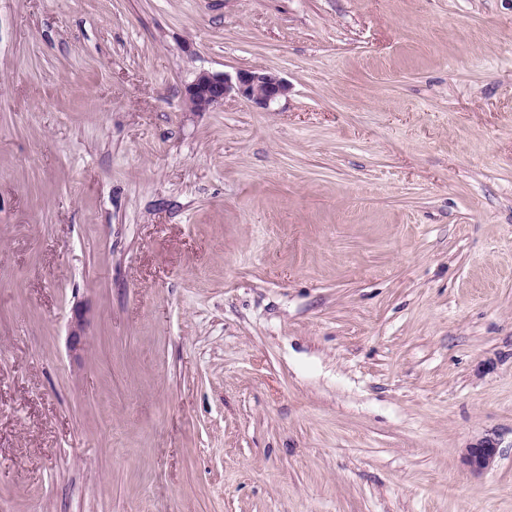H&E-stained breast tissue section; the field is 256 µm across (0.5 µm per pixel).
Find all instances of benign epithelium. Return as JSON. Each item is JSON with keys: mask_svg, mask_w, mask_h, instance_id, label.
I'll list each match as a JSON object with an SVG mask.
<instances>
[{"mask_svg": "<svg viewBox=\"0 0 512 512\" xmlns=\"http://www.w3.org/2000/svg\"><path fill=\"white\" fill-rule=\"evenodd\" d=\"M291 85L277 73L261 68H241L233 73L200 69L184 86L183 103L188 112H209L229 97L243 98L254 106L268 110L282 98L288 97ZM85 314L74 309L69 326V351L77 356L85 347ZM500 440L487 434L466 448L465 463L472 472L480 473L495 460Z\"/></svg>", "mask_w": 512, "mask_h": 512, "instance_id": "7a95c632", "label": "benign epithelium"}]
</instances>
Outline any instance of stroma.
Here are the masks:
<instances>
[{
	"mask_svg": "<svg viewBox=\"0 0 512 512\" xmlns=\"http://www.w3.org/2000/svg\"><path fill=\"white\" fill-rule=\"evenodd\" d=\"M0 512H512V0H0ZM290 91L288 81L268 69L241 68L234 73L200 69L184 86L182 95L187 112H210L229 97H240L269 110ZM85 328H86V319L85 314L81 308L74 309L73 316L70 321L69 326V351L78 356L85 347ZM499 445L497 434H487L466 448L464 461L472 472L480 473L492 465Z\"/></svg>",
	"mask_w": 512,
	"mask_h": 512,
	"instance_id": "stroma-1",
	"label": "stroma"
}]
</instances>
